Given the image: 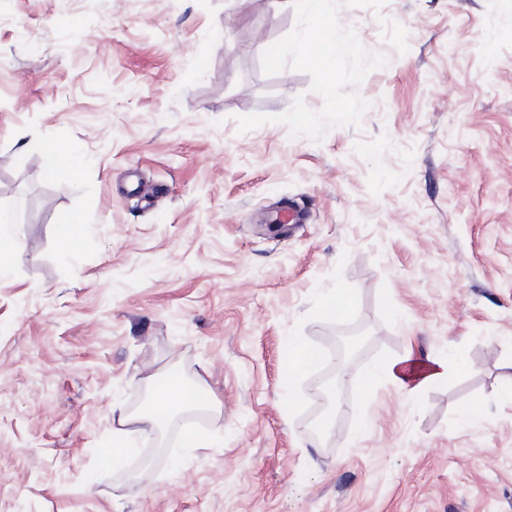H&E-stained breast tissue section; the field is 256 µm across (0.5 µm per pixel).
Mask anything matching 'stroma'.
Segmentation results:
<instances>
[{"label":"stroma","mask_w":512,"mask_h":512,"mask_svg":"<svg viewBox=\"0 0 512 512\" xmlns=\"http://www.w3.org/2000/svg\"><path fill=\"white\" fill-rule=\"evenodd\" d=\"M338 17L388 64L360 125L315 142L235 121L322 108L306 73L261 69L293 7L0 0V210L21 244L0 270V512H512V0ZM49 139L81 171L47 177ZM285 203L306 222L276 229ZM339 290L342 318L323 311ZM355 327L356 380L410 347L466 367L414 400L349 384L325 438L288 342ZM171 371L207 399L135 434L157 461L102 471L113 405L140 415ZM83 223V215L79 212H75L70 214L61 224L58 225V238L65 244L68 251H71L74 248L77 228L80 224Z\"/></svg>","instance_id":"stroma-1"}]
</instances>
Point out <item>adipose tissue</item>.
I'll return each mask as SVG.
<instances>
[{
  "mask_svg": "<svg viewBox=\"0 0 512 512\" xmlns=\"http://www.w3.org/2000/svg\"><path fill=\"white\" fill-rule=\"evenodd\" d=\"M462 365V360L428 356L410 347L400 355L375 365L368 371L367 379L371 382L387 379L408 398L414 399L424 390L447 382L449 374ZM181 390L186 393V402L196 400L197 391L185 389L176 374L159 380L154 397L140 417L141 422L161 424L175 411L172 396Z\"/></svg>",
  "mask_w": 512,
  "mask_h": 512,
  "instance_id": "1",
  "label": "adipose tissue"
}]
</instances>
